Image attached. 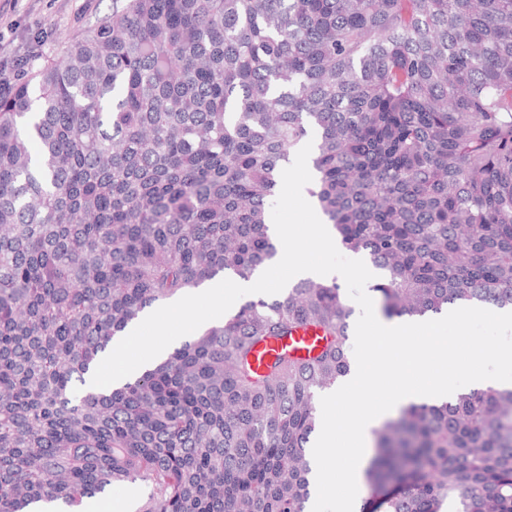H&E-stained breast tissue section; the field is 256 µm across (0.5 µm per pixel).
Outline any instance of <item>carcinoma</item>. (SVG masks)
Wrapping results in <instances>:
<instances>
[{
    "instance_id": "carcinoma-1",
    "label": "carcinoma",
    "mask_w": 512,
    "mask_h": 512,
    "mask_svg": "<svg viewBox=\"0 0 512 512\" xmlns=\"http://www.w3.org/2000/svg\"><path fill=\"white\" fill-rule=\"evenodd\" d=\"M308 196L379 271L389 319L512 309V0H113L0 92V512H305L320 392L352 310L303 279L120 388L114 336L277 245L269 204L310 134ZM303 357L258 351L299 329ZM364 512H512V387L373 431ZM132 489L136 490L138 497L134 504ZM150 490V484L142 481L125 482L112 486V494L107 497L108 501L112 504L111 512H136L139 505L147 498Z\"/></svg>"
}]
</instances>
